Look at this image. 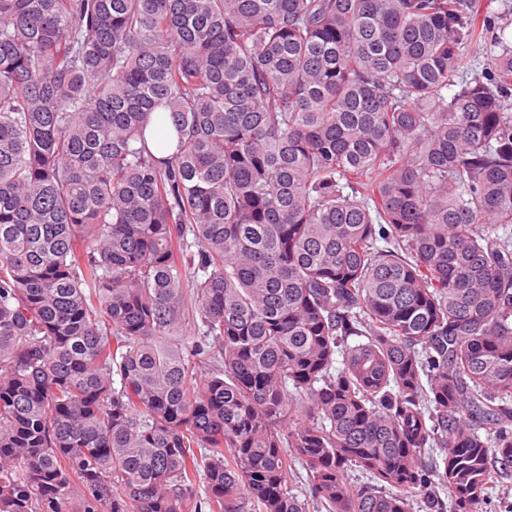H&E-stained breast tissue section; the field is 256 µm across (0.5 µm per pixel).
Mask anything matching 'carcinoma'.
Wrapping results in <instances>:
<instances>
[{"mask_svg": "<svg viewBox=\"0 0 512 512\" xmlns=\"http://www.w3.org/2000/svg\"><path fill=\"white\" fill-rule=\"evenodd\" d=\"M487 34L467 0H0V512H479L512 478Z\"/></svg>", "mask_w": 512, "mask_h": 512, "instance_id": "cac0c4a2", "label": "carcinoma"}]
</instances>
